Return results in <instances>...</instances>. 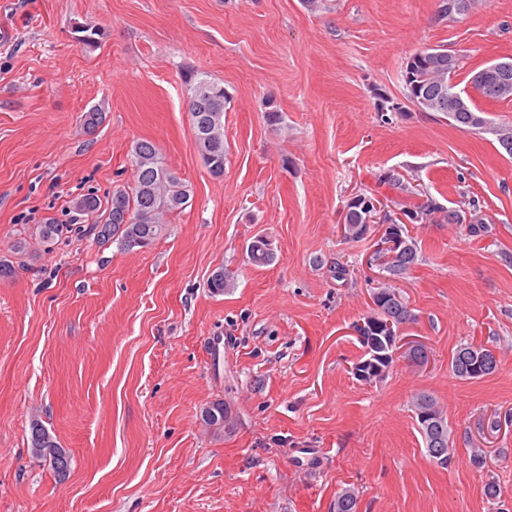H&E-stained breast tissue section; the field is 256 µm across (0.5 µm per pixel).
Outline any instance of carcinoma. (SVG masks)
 I'll return each mask as SVG.
<instances>
[{
  "mask_svg": "<svg viewBox=\"0 0 512 512\" xmlns=\"http://www.w3.org/2000/svg\"><path fill=\"white\" fill-rule=\"evenodd\" d=\"M484 0H437V17L444 20L479 8ZM422 57L413 61L415 82H404V96L409 104L421 112H440L462 130H482L496 136L500 147H509L512 156V124L496 125L482 116L473 98L458 89L456 79L463 69L462 58L444 48L420 50ZM185 84L191 92L188 104L191 133L198 131L203 137L196 141L202 162L210 175L216 179L224 177V112L227 98L224 87L195 72L185 75ZM470 88L484 98L492 100L512 99V58L492 63L468 73ZM377 112L382 122L391 121V116L404 112L403 106L393 99L379 96ZM130 163L134 173L133 183L118 186L107 200H101L91 191L72 201V208L92 220L89 233L99 243L116 242L126 249L144 248L152 245L168 231L169 217L180 211L189 197L186 185L167 168L157 146L150 140L134 142L130 151ZM391 195H382V189ZM364 196L376 199L383 197L385 217L392 219L393 231L385 239L387 247L375 253L378 268L384 273V281L371 293L369 311L354 325L363 355L353 365V375L365 383L382 379L392 367L393 353L400 350L399 328L416 320V314L408 300L396 286L418 265L420 258L417 240L401 225L405 216L415 224L466 225L469 236L484 238L491 233L489 216L481 202L468 199L454 210L455 219L448 220L449 208L434 196L422 192L410 179L400 173L387 171L376 176L375 187ZM350 213L343 224L344 239L359 242L366 239L371 228L366 224V212L357 204H346ZM66 225L38 224L32 236L44 243L52 242L63 234ZM248 251V259L254 265L267 266L275 260V253L261 238ZM234 275L219 266L210 274L207 287L213 294H222L232 287ZM498 363L495 353L481 343L468 341L460 344L451 358V368L462 380L481 379L493 374ZM415 421L422 437L424 448L430 458L441 465L450 459V431L444 408L430 393L417 394L412 401ZM204 426L224 429L232 423V416L225 403L213 402L201 413ZM30 448L39 456L40 448H58L60 444L37 419L30 424ZM358 495L354 489L345 487L336 494L331 512H357Z\"/></svg>",
  "mask_w": 512,
  "mask_h": 512,
  "instance_id": "carcinoma-1",
  "label": "carcinoma"
}]
</instances>
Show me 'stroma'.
Here are the masks:
<instances>
[{"mask_svg":"<svg viewBox=\"0 0 512 512\" xmlns=\"http://www.w3.org/2000/svg\"><path fill=\"white\" fill-rule=\"evenodd\" d=\"M325 4L0 0V258L15 267L0 279V512H330L345 487L358 512H492V477L512 497V428L488 427L512 412V157L439 112H376L379 95L403 100L415 49L447 48L469 70L512 58V0L447 21L436 0ZM87 25L98 47L80 43ZM187 70L228 96L220 179L190 131ZM93 107L105 120L89 135ZM139 138L189 189L164 237L129 250L86 233L31 239L72 223V199L130 183ZM388 170L450 208L480 199L493 234L411 225L420 261L398 286L417 319L400 334L429 360L366 384L351 373L354 325L382 275L371 241L340 225ZM258 236L271 265L248 261ZM338 260L347 280L328 269ZM220 266L235 285L215 295ZM469 340L494 351V374L455 377ZM421 392L447 414L448 465L424 449ZM219 400L234 426L215 432L201 412ZM34 417L70 452L67 480L32 455Z\"/></svg>","mask_w":512,"mask_h":512,"instance_id":"1","label":"stroma"}]
</instances>
